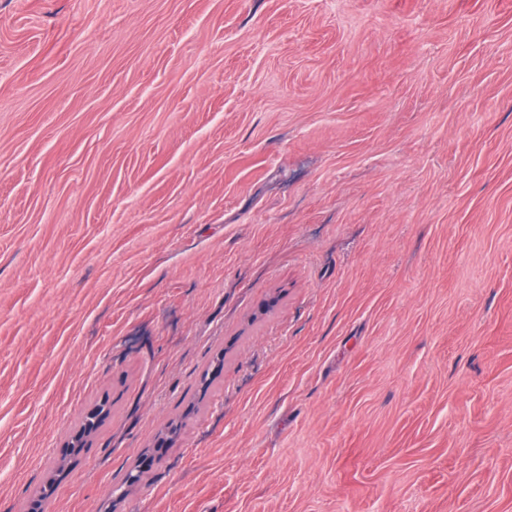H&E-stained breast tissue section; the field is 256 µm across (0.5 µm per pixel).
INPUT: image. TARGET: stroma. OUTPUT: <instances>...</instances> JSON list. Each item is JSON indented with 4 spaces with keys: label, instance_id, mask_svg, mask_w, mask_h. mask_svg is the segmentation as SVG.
<instances>
[{
    "label": "stroma",
    "instance_id": "1",
    "mask_svg": "<svg viewBox=\"0 0 512 512\" xmlns=\"http://www.w3.org/2000/svg\"><path fill=\"white\" fill-rule=\"evenodd\" d=\"M47 485L512 512V0H0V512Z\"/></svg>",
    "mask_w": 512,
    "mask_h": 512
}]
</instances>
